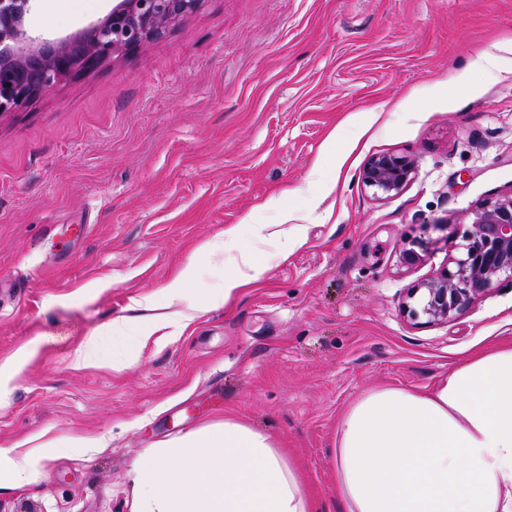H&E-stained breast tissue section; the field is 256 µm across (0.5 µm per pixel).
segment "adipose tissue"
<instances>
[{
  "label": "adipose tissue",
  "mask_w": 512,
  "mask_h": 512,
  "mask_svg": "<svg viewBox=\"0 0 512 512\" xmlns=\"http://www.w3.org/2000/svg\"><path fill=\"white\" fill-rule=\"evenodd\" d=\"M262 273L241 247L222 288L193 309H219ZM194 275L165 289L167 313L112 324L126 361L188 312L178 304ZM54 443L31 437L0 448V489L20 491L43 473ZM132 512H316L301 471L269 433L224 419L146 449L133 463ZM334 485L344 512H512V341L469 354L427 392L385 387L341 414Z\"/></svg>",
  "instance_id": "obj_1"
}]
</instances>
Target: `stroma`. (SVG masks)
<instances>
[{"label":"stroma","instance_id":"stroma-1","mask_svg":"<svg viewBox=\"0 0 512 512\" xmlns=\"http://www.w3.org/2000/svg\"><path fill=\"white\" fill-rule=\"evenodd\" d=\"M112 0H35L62 38ZM483 52L496 66H475ZM416 163L379 199L375 155ZM512 190V0H205L164 37L0 116V363L36 342L0 400V448L58 453L0 512H131L128 473L157 442L232 418L284 442L323 512L342 411L365 391L431 387L512 338V285L448 322L404 316L448 265V237ZM286 223L293 246L265 237ZM86 225L82 236L70 227ZM263 267L235 300L112 364L101 332L141 316L194 266L201 295L232 268L225 230ZM412 239L421 264L400 266ZM214 244L197 258L201 243ZM92 362L76 365L77 352Z\"/></svg>","mask_w":512,"mask_h":512}]
</instances>
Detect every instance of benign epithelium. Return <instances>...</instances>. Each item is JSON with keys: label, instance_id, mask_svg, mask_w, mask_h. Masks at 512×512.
<instances>
[{"label": "benign epithelium", "instance_id": "1", "mask_svg": "<svg viewBox=\"0 0 512 512\" xmlns=\"http://www.w3.org/2000/svg\"><path fill=\"white\" fill-rule=\"evenodd\" d=\"M34 0H0V116L16 112L78 72L161 38L197 12L204 0H112L100 20L64 38L36 37L26 27ZM416 173L414 160L372 157L361 173L377 198L401 193ZM422 242L411 240L399 257L413 267ZM454 254L440 274L407 290L403 313L412 321H450L494 286L512 284V191L479 203L469 227L451 240Z\"/></svg>", "mask_w": 512, "mask_h": 512}]
</instances>
